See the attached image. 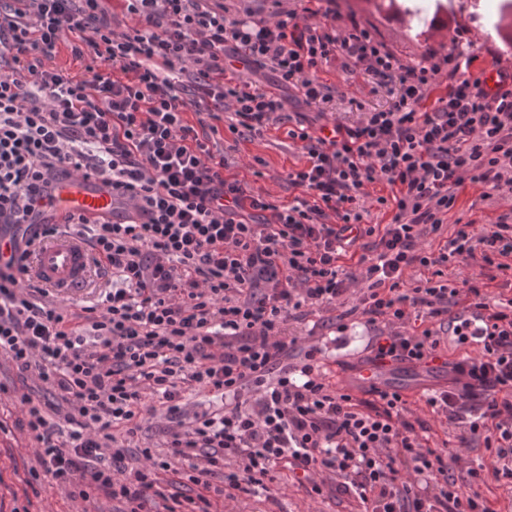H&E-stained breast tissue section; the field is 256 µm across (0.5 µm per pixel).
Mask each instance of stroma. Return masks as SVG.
Here are the masks:
<instances>
[{"mask_svg": "<svg viewBox=\"0 0 512 512\" xmlns=\"http://www.w3.org/2000/svg\"><path fill=\"white\" fill-rule=\"evenodd\" d=\"M341 11L359 15L371 23L380 36L412 64L421 61L428 48L448 44L456 37L457 28H465L461 37L463 46L490 48L503 64L512 65V42L500 35L490 16L497 0H395L394 6L376 8L373 0H337ZM324 79L332 85L333 117L350 122L357 118L355 101L368 107L385 105V94L372 95L361 81L348 77L338 70H329ZM288 123L271 127L264 136L252 141L237 139L230 131H221L215 138L212 152L226 156L231 162L230 174L236 175L246 190L270 194L279 202L289 204L300 194L286 181L289 170L301 167L306 156L300 144L288 137ZM481 189L466 186L458 194L457 203L443 226L444 237H451L456 220L475 221L485 227L490 218L512 209V197L496 195L481 200ZM357 297L346 294L333 305L306 309L303 316L289 320L290 331L298 336V349L318 345L326 350L322 371L327 383L339 387L342 370L337 360L347 354L342 339L359 337V354H366L367 340L374 329L366 325L361 313L356 312ZM30 392L44 396L39 382L20 374L17 367L0 359V503L5 508L27 507L28 512H72L67 492L61 488H46L33 494L27 484L29 471L37 464L29 448L26 435L15 427L18 409L14 405L15 392ZM409 421L423 445L459 452L469 462L487 463L488 454L483 445L474 449L462 448L461 430L433 415L422 396L409 399ZM327 491L320 496H309L288 480L272 484L270 490L258 493L235 492L234 496H212L211 512H363L358 500L337 496L333 490L337 478L327 475Z\"/></svg>", "mask_w": 512, "mask_h": 512, "instance_id": "1", "label": "stroma"}]
</instances>
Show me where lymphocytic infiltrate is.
<instances>
[{
    "mask_svg": "<svg viewBox=\"0 0 512 512\" xmlns=\"http://www.w3.org/2000/svg\"><path fill=\"white\" fill-rule=\"evenodd\" d=\"M120 9L115 18L104 0H0V357L60 397H18L15 425L36 444L31 485L153 512L161 473L176 470L197 493L167 512H210L218 472L228 490L286 476L312 496L333 473L365 512H494L480 495H458L448 465L460 455L422 445L401 391L370 388L374 403L361 405L325 382L315 345L289 369L288 320L360 285L367 324L385 326L370 361L420 366L439 362L442 335L465 343L480 320L479 355L450 363L453 379L425 403L463 424L461 446L482 441L495 458L489 470L467 467L471 483L512 482V296L493 302L474 278L444 276L512 257V212L486 231L460 224L438 249L422 245L465 185L487 199L512 194V67L498 66L489 92L473 71L479 51L432 48L409 63L336 0H304L298 12L248 0ZM69 33L78 74L54 64ZM333 67L386 90L387 107L328 118L322 75ZM291 105L306 110L288 131L306 162L287 180L304 196L285 205L225 177L229 163L210 143L224 113L253 140ZM90 172L131 215L75 218L96 268L112 275L76 317L30 282L26 260L34 239L58 232L33 218L60 177ZM374 183L390 189L377 199L392 213L385 224L364 220ZM409 268L428 276L406 281ZM196 390L223 406L187 423L182 402ZM160 406L167 453L119 445Z\"/></svg>",
    "mask_w": 512,
    "mask_h": 512,
    "instance_id": "f902f5d3",
    "label": "lymphocytic infiltrate"
}]
</instances>
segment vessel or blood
<instances>
[{"label":"vessel or blood","mask_w":512,"mask_h":512,"mask_svg":"<svg viewBox=\"0 0 512 512\" xmlns=\"http://www.w3.org/2000/svg\"><path fill=\"white\" fill-rule=\"evenodd\" d=\"M77 213L90 220L102 217L121 221L125 208L113 198L111 187L98 177L77 181L61 180L55 188V201L38 221L42 224L65 223L69 214ZM30 272L42 286L73 296L79 293L87 279L91 256L77 235H68L45 241L35 239L30 247ZM397 373L390 365L358 364L343 377L346 390L355 392L363 388H392Z\"/></svg>","instance_id":"obj_1"}]
</instances>
